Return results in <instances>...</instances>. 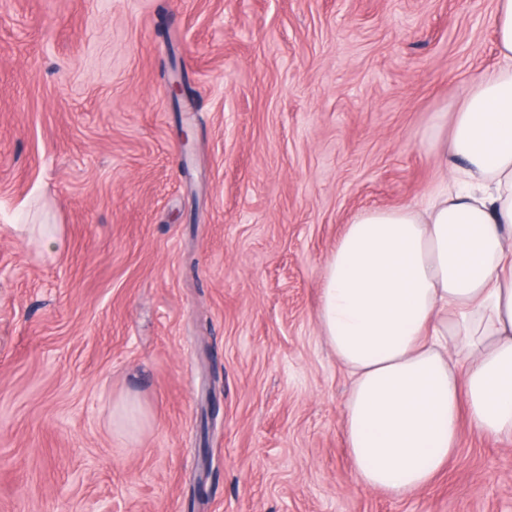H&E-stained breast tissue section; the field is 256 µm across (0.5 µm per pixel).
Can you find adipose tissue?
<instances>
[{"instance_id": "1", "label": "adipose tissue", "mask_w": 512, "mask_h": 512, "mask_svg": "<svg viewBox=\"0 0 512 512\" xmlns=\"http://www.w3.org/2000/svg\"><path fill=\"white\" fill-rule=\"evenodd\" d=\"M505 62L433 137L440 181L423 208L359 211L322 271L320 331L352 378L344 438L357 483L430 487L462 426L512 437V0Z\"/></svg>"}]
</instances>
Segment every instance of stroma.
Listing matches in <instances>:
<instances>
[{
  "label": "stroma",
  "instance_id": "stroma-1",
  "mask_svg": "<svg viewBox=\"0 0 512 512\" xmlns=\"http://www.w3.org/2000/svg\"><path fill=\"white\" fill-rule=\"evenodd\" d=\"M495 5L0 0V512H512L467 427L359 486L317 320L353 216L437 184Z\"/></svg>",
  "mask_w": 512,
  "mask_h": 512
}]
</instances>
